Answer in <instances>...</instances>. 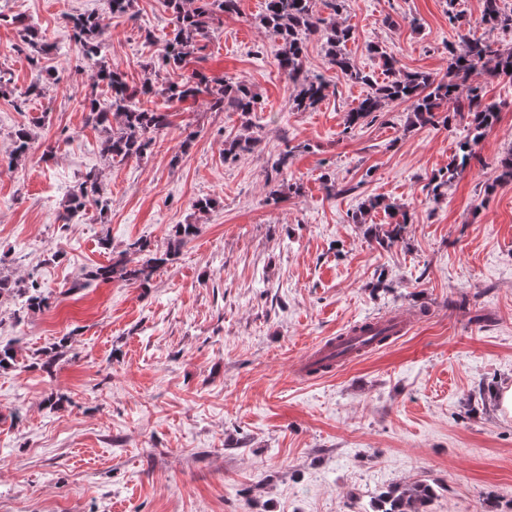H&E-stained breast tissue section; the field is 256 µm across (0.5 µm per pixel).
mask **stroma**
<instances>
[{"label": "stroma", "instance_id": "obj_1", "mask_svg": "<svg viewBox=\"0 0 512 512\" xmlns=\"http://www.w3.org/2000/svg\"><path fill=\"white\" fill-rule=\"evenodd\" d=\"M263 8L239 0L195 58L160 77L246 80L256 112L211 111L206 93L143 98L170 124L143 158L113 163L84 110L106 89L78 66L64 19L100 15L104 63L137 86L172 27L164 0H136L130 15L109 0H0V69L12 74L0 95V267L49 298L36 313L0 298V345L17 354L0 370V512H367L380 491L418 480L441 487L429 512H483L490 497L512 512V416L492 396L512 386V181L497 170L512 148V84L474 74L499 119L436 197L431 180L466 120L414 126L408 104L392 103L346 128L370 88L328 64L319 32L306 66L328 93L293 111ZM453 10L512 48V28L480 26V0H348L347 52L378 80L382 51L444 78ZM24 25L55 52L33 57ZM37 78L43 94L26 97ZM23 125L35 139L12 166ZM246 133L255 147L226 157V140ZM283 153L298 190L274 203L266 179ZM90 171L108 209L61 225ZM205 197L213 208L195 212ZM373 197L410 214L386 250L353 221ZM187 223L198 235L148 287L85 279L138 238L166 248ZM388 314L407 317L408 332L328 377L299 374L311 349ZM64 337L43 372L42 351Z\"/></svg>", "mask_w": 512, "mask_h": 512}]
</instances>
